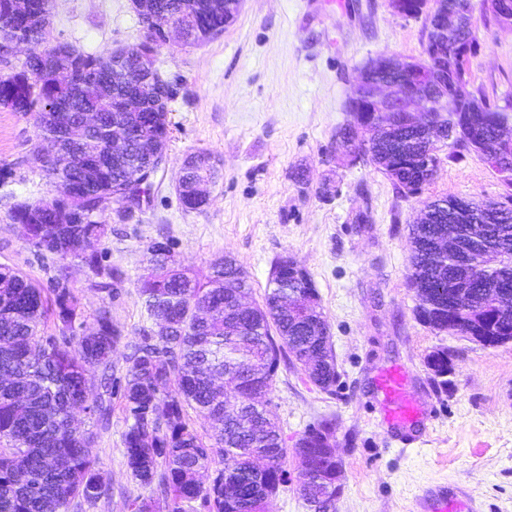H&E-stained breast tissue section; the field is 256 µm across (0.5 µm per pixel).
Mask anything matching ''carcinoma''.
I'll use <instances>...</instances> for the list:
<instances>
[{"label":"carcinoma","mask_w":512,"mask_h":512,"mask_svg":"<svg viewBox=\"0 0 512 512\" xmlns=\"http://www.w3.org/2000/svg\"><path fill=\"white\" fill-rule=\"evenodd\" d=\"M0 0V46L45 39L50 26L51 0ZM414 17L425 16L431 36L443 13L456 16L448 41L465 53L448 57V80L467 74L466 64L477 48L472 0H407ZM486 20L502 24L512 19V0H483ZM140 19L172 25L184 36L183 45H200L224 32V0H142ZM138 50L118 55L84 52L67 43L28 55L0 72V107L30 114L42 149L54 154L41 166L50 193L34 203H18L9 212L15 224L27 228L26 241L40 252L62 260L74 259L103 271L96 290L114 296L124 279L118 268L101 264L97 243L106 233L96 220L106 204L124 209L141 206V196L164 164L171 133L168 82L154 66L153 56L142 60ZM400 87L427 99L430 123L418 128L407 112L382 118L386 128L370 143L358 141V129L371 116L350 113L336 131V145L351 160H367L408 198L434 177L425 156L443 143L472 151L469 128L480 131L486 149L496 150L500 138L512 135V100L491 106L480 90L465 83L460 94L467 124L441 116L436 85L442 76L409 71L393 76ZM87 112L100 124L81 127ZM120 121L139 133L131 150L109 152L112 122ZM218 159L207 172L188 169L179 176L176 191L185 208H203L194 183L213 180ZM425 203L427 213L410 230L409 286L417 301L416 315L430 328L446 332L448 318L459 305L456 269L440 248L448 243V204ZM68 212L69 223H59ZM487 232L504 248L497 264L478 281L467 284L472 299L460 336H512V222H485ZM162 272L147 270L138 281L139 299L148 317L167 323V331L142 329L128 345L123 379L111 380L112 352L121 332L103 305L93 314L95 329L80 336L84 311L63 276L54 279L52 296L22 272L0 265V512H81L95 505L108 483L93 454L94 435L72 432L68 421L75 402L88 403V414L101 430L112 422V396L121 398L126 430L122 435L127 470L150 495L130 496L128 512H267L270 499L284 482L288 449L268 402L255 398L272 391L280 363L299 364L324 391L336 384V360L319 295L302 265L291 270L276 262L263 303L249 309L236 306L239 295L250 293L242 268L232 258L211 266L201 281L180 268L173 255ZM56 336H47L48 322ZM427 366L437 376L448 374V349L432 352ZM101 392L93 393L95 386ZM220 424L217 433H200L188 410ZM335 424L324 420L296 443L295 453H309L299 474L303 499L311 505L319 496L336 500L326 482L336 468ZM218 462L222 469L211 475Z\"/></svg>","instance_id":"obj_1"}]
</instances>
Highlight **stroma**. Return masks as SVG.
Here are the masks:
<instances>
[{
    "mask_svg": "<svg viewBox=\"0 0 512 512\" xmlns=\"http://www.w3.org/2000/svg\"><path fill=\"white\" fill-rule=\"evenodd\" d=\"M474 20L470 84L500 105L512 99V26L485 22L479 10ZM144 39L130 0L51 2L48 42L100 53ZM423 43V18L393 13L388 0H245L222 35L198 47L156 50V69L177 89L172 133L140 209L129 219L113 211L100 217L107 226L97 246L102 263L125 274L112 300L94 290L80 264L41 255L10 220L15 202L42 199L49 186L34 160L40 140L33 120L0 108V264L46 288L66 274L86 312L109 302L122 332L115 374L126 366L127 342L152 325L137 292L151 242H168L177 262L201 277L216 259L235 257L258 302L276 260L293 258L310 273L338 376L327 392L301 366L281 364L269 399L289 450L288 479L269 512H309L293 448L326 419L336 424L342 464L334 512H411L415 496L434 483L461 488L479 512H512V344L484 347L433 330L417 319L407 284L408 226L423 201L501 202L506 189L477 155L453 157L444 146L433 180L403 199L373 165L350 162L336 148L361 67L381 54L422 58ZM199 151L220 159L221 175L207 205L189 210L175 182L184 158ZM365 201L371 220L354 223ZM443 347L453 369L442 381L426 359ZM391 368L407 373L416 400L433 411L409 445L383 421L378 380ZM125 428L122 406L114 404L110 430L97 432L94 443L110 491L83 512H127L126 498L137 494L122 455Z\"/></svg>",
    "mask_w": 512,
    "mask_h": 512,
    "instance_id": "stroma-1",
    "label": "stroma"
}]
</instances>
